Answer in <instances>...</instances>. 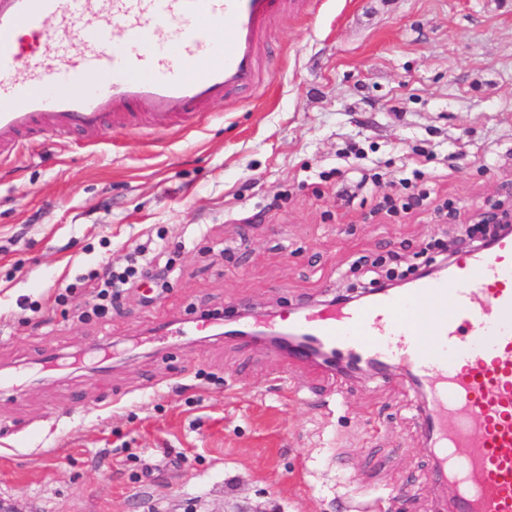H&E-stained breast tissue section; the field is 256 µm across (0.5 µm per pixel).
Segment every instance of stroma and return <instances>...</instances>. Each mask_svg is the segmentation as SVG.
Returning a JSON list of instances; mask_svg holds the SVG:
<instances>
[{"mask_svg": "<svg viewBox=\"0 0 512 512\" xmlns=\"http://www.w3.org/2000/svg\"><path fill=\"white\" fill-rule=\"evenodd\" d=\"M264 58L194 128L0 163V512H451L407 374L195 326L384 281L512 203V0H311ZM159 245L166 290L96 316L89 276Z\"/></svg>", "mask_w": 512, "mask_h": 512, "instance_id": "stroma-1", "label": "stroma"}]
</instances>
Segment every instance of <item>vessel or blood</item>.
Returning <instances> with one entry per match:
<instances>
[{
  "label": "vessel or blood",
  "instance_id": "obj_1",
  "mask_svg": "<svg viewBox=\"0 0 512 512\" xmlns=\"http://www.w3.org/2000/svg\"><path fill=\"white\" fill-rule=\"evenodd\" d=\"M287 8L288 0H0V161L39 131L166 128L257 92L264 37ZM82 19L105 25L74 55L69 38ZM50 20L58 34L47 40ZM110 21L124 27L123 42H113ZM90 73L100 83L79 90ZM284 327L411 376L456 512H512V237L467 251L447 277L296 314Z\"/></svg>",
  "mask_w": 512,
  "mask_h": 512
}]
</instances>
